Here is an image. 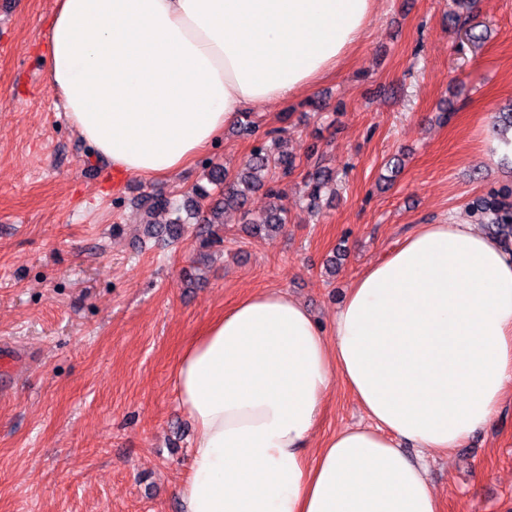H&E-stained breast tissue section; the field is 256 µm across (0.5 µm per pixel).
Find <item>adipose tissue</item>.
<instances>
[{
    "label": "adipose tissue",
    "instance_id": "obj_1",
    "mask_svg": "<svg viewBox=\"0 0 512 512\" xmlns=\"http://www.w3.org/2000/svg\"><path fill=\"white\" fill-rule=\"evenodd\" d=\"M377 0H56L44 79L95 152L177 172L258 104L310 89L362 40ZM365 426L309 439L334 380ZM193 422L185 512H440L397 441L455 448L512 382V252L472 224H421L349 289L331 331L254 293L181 353Z\"/></svg>",
    "mask_w": 512,
    "mask_h": 512
}]
</instances>
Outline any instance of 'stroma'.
I'll use <instances>...</instances> for the list:
<instances>
[{
    "instance_id": "1",
    "label": "stroma",
    "mask_w": 512,
    "mask_h": 512,
    "mask_svg": "<svg viewBox=\"0 0 512 512\" xmlns=\"http://www.w3.org/2000/svg\"><path fill=\"white\" fill-rule=\"evenodd\" d=\"M55 0L0 11V512H184L193 424L174 390L183 348L238 300L281 290L324 329L353 282L419 224L487 225L470 203L512 184L488 131L512 101V0H377L359 45L314 87L251 111L286 128L298 168L279 233L247 234L224 213L223 249L201 262L186 235L159 248L135 199H182L208 163L236 170L257 139L225 128L187 168L116 174L71 127L42 58ZM337 190L318 217L305 176ZM364 415L334 381L311 447ZM426 463L441 512H512V385L495 421ZM307 187H308V195L309 197V205L308 209L312 213L315 212L316 208V200L320 198L321 193L328 188L330 181L332 182V178L329 174H327L324 170L319 168L314 169L313 172L307 173Z\"/></svg>"
}]
</instances>
